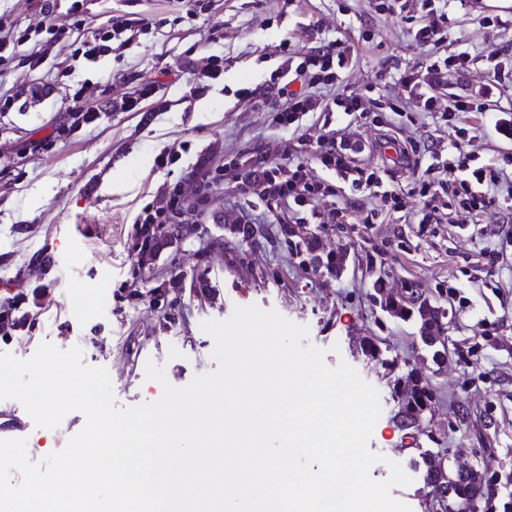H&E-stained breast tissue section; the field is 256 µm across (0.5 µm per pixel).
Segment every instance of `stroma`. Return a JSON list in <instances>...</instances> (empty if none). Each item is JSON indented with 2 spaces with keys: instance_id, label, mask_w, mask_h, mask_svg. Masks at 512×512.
<instances>
[{
  "instance_id": "obj_1",
  "label": "stroma",
  "mask_w": 512,
  "mask_h": 512,
  "mask_svg": "<svg viewBox=\"0 0 512 512\" xmlns=\"http://www.w3.org/2000/svg\"><path fill=\"white\" fill-rule=\"evenodd\" d=\"M85 6L88 26L130 14L152 29L120 54L91 64L73 56L84 36L75 29L44 52L36 69L26 64L35 50L30 42L0 66V96L21 103L0 112V308L16 305L27 316L24 328L0 335V353L26 359L44 342L80 347L84 364L108 370L123 408L161 396L160 383L145 377L147 361L163 365L178 387L217 369L204 321L228 319L237 306L274 309L308 326L309 341L328 366L346 362L378 390L381 416L369 448L413 477L392 489L396 500L427 512L412 461L422 450L441 448L450 468L475 466L495 478L498 492L482 512H506L512 504V271L491 265L472 232L511 217V196L501 194L491 212L449 224L413 223L411 202L367 227L356 221L363 197L345 189L340 201L350 223L300 224L287 206L268 211L227 179L206 191L198 230L158 251L157 268L180 281L158 302L149 299L157 283L138 270L134 251L139 217L166 207L169 190L197 199L202 173L225 160L282 159L298 135L315 139L341 126L339 113L311 112L299 130L276 128L268 112L240 98L249 87L267 104H282L270 75L281 64L283 40L304 51L343 40L352 62L334 87L338 93L367 85L396 93L400 74L425 62L430 48L377 14L373 0H213L211 12L197 16L182 0H85ZM490 14L512 17V5L456 0L453 6L448 48L472 57L463 76H449L453 90L482 84L488 56L512 51V25L484 27ZM215 56L224 61L223 81L205 98H191L186 72L204 69ZM153 80L161 84L165 109L151 103L139 112L113 109L114 100ZM78 86L87 105L103 114L97 126L72 130L67 98ZM359 133L367 146L362 161L400 188L429 158L400 163L389 141L409 137L426 146L440 135L419 112ZM163 153L173 163L159 166ZM285 225L291 235L282 234ZM329 253L344 257L332 275L312 261ZM378 280L390 296L412 294L446 311L442 362L422 343L419 321L391 317L373 302ZM452 290L457 300H449ZM372 337L382 341L377 359L362 351ZM412 369L435 400L422 425L407 429L393 383ZM84 425V414L73 411L56 429L38 428L21 403L0 400V439H26L33 461L62 449Z\"/></svg>"
}]
</instances>
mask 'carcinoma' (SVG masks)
I'll use <instances>...</instances> for the list:
<instances>
[{
    "mask_svg": "<svg viewBox=\"0 0 512 512\" xmlns=\"http://www.w3.org/2000/svg\"><path fill=\"white\" fill-rule=\"evenodd\" d=\"M372 299L383 311L393 317L409 319L415 316L419 318L422 342L434 349V359L437 360L441 357L438 346L444 345V339L439 336L442 315L440 309L426 303L415 307L404 298H388L379 281L375 282ZM394 392L404 401L400 423L409 428L413 426L415 419L425 415L434 399L432 388L417 371H409L404 376L397 378L394 383ZM420 457L423 463L422 477L427 489L429 512H448V500L439 495V484L441 483L448 486V490L454 493L456 499L465 498L476 501L477 507L470 512H478V508L482 507L483 503L497 494L496 486L491 484L480 471L472 468L457 471L448 469L445 466V457L441 449L436 452L425 450L420 453Z\"/></svg>",
    "mask_w": 512,
    "mask_h": 512,
    "instance_id": "carcinoma-1",
    "label": "carcinoma"
}]
</instances>
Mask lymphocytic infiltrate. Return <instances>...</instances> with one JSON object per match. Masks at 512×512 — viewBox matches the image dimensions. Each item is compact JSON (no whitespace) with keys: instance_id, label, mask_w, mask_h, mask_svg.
<instances>
[{"instance_id":"obj_1","label":"lymphocytic infiltrate","mask_w":512,"mask_h":512,"mask_svg":"<svg viewBox=\"0 0 512 512\" xmlns=\"http://www.w3.org/2000/svg\"><path fill=\"white\" fill-rule=\"evenodd\" d=\"M453 0H420L419 7H411L410 0H374L378 14L402 24L412 41L433 52L425 64L404 70L399 76L402 93L385 96L373 86L345 90L330 98L318 97L317 89L335 85L347 69L349 48L342 40L301 52L296 45H280L282 63L276 77L292 75L300 81V90L282 88V105L273 107L272 122L283 128H299L304 116L311 112H339L347 123L333 130L331 135L317 140L299 137L285 163L275 164L259 158L253 161L233 160L224 169L243 189L256 195L268 210L287 204L289 209L304 213L322 224H344L348 218L344 205L338 204L337 182L350 185L353 190L371 199L360 221L376 223L382 210H404L408 200H416L418 223L439 224L445 216L482 214L496 206L503 184L512 181V175L500 163H487L469 152L473 128L466 116L471 112L489 111L494 95L503 83H512V57L494 62L490 77L482 86L453 92L448 88L449 74L461 75L470 66L469 53L443 52L448 32L454 25L451 5ZM147 25L139 17L113 16L109 21L94 26L80 41L76 50L85 62L93 63L102 56L131 44L135 36L144 33ZM434 115L448 134V152L439 154L430 148V170L441 171V178L417 176L406 188L397 190L385 182L376 171L357 164L355 157L365 150L357 137L363 125L377 123L378 119L394 122L411 109ZM330 173V180L317 178L313 166Z\"/></svg>"}]
</instances>
